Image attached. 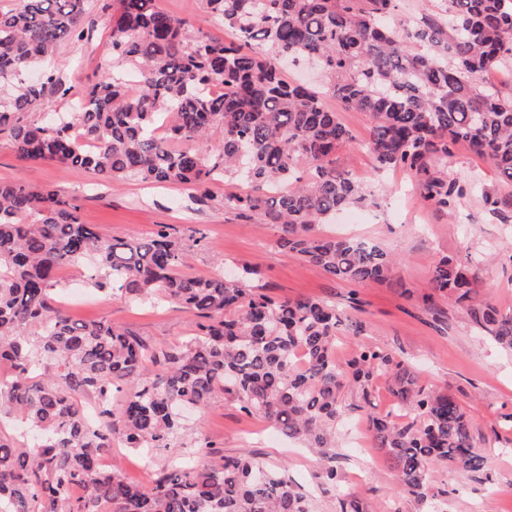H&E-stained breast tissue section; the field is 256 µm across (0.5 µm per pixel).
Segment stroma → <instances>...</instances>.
I'll return each mask as SVG.
<instances>
[{"label":"stroma","mask_w":512,"mask_h":512,"mask_svg":"<svg viewBox=\"0 0 512 512\" xmlns=\"http://www.w3.org/2000/svg\"><path fill=\"white\" fill-rule=\"evenodd\" d=\"M169 15L193 28L223 34L224 24L203 0H156ZM83 23V38L64 42L49 68L66 84L83 88L99 79L111 64L112 0H94ZM352 138L339 151L353 174L364 181L373 206L365 208L360 223L348 212L320 225V232L355 236L379 243L396 257L389 278L382 283L350 284L327 276L300 255L283 249L278 225L263 216L248 217L225 209L224 189L215 187L209 199L178 187L130 181L115 185L83 169L50 162L31 167L0 142V181H28L76 198L83 223L94 225L109 238L147 237L157 225L171 224L189 254L193 275L217 276L234 265H258L254 284L275 299L314 297L337 304L345 315L362 322L360 336L339 334L334 355L350 361L359 343L378 346L394 360L408 364L419 386L456 397L473 420L475 444L493 449L496 459L473 479H461L446 464L431 466L432 505L439 512H512V352L499 349L479 332L461 308L436 298L425 301L433 266L444 256L470 262L478 271L480 290L497 307L512 309V217L501 218L485 205L484 194L512 195L493 167L456 146L444 167L449 182L462 187L454 212L421 198L415 177L406 171L377 175L369 154V120L359 112H341ZM203 229L204 242H194L193 229ZM61 289H80L68 314L76 319L121 325L147 344H173L193 334L198 319L192 313L160 300L131 304L99 291L85 266L61 273ZM346 412L336 428V466L340 489L319 480L317 455L283 438L270 423L242 411L237 402L193 412L186 421L191 433H201L225 455L251 452L258 460L286 466L290 478L311 494L315 512H337L339 494L356 495L364 512H421L417 499L399 483L397 472L377 448L361 452L355 432H367V410L391 414L410 424L415 415L400 410L386 376H379L368 398L356 389L342 394ZM189 449L164 453L151 465L119 446L112 449L113 464L131 479L148 486L169 463L190 458Z\"/></svg>","instance_id":"obj_1"}]
</instances>
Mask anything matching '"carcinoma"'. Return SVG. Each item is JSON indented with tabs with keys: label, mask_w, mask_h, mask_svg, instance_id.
Segmentation results:
<instances>
[{
	"label": "carcinoma",
	"mask_w": 512,
	"mask_h": 512,
	"mask_svg": "<svg viewBox=\"0 0 512 512\" xmlns=\"http://www.w3.org/2000/svg\"><path fill=\"white\" fill-rule=\"evenodd\" d=\"M400 0H205L234 39L193 30L156 0H117L112 70L79 95L43 74L28 80L67 40L83 37L90 0H17L0 7V138L24 161L61 162L112 183L188 186L210 197L215 183L246 182L224 208L264 211L281 245L353 284L387 279L394 259L378 244L315 232L336 212L365 201L363 185L341 170L350 138L339 112L370 121L374 171L421 176V197L439 209L462 190L440 166L462 144L512 183V97L481 77L512 63V0H440L446 25L424 18L399 28ZM312 59L319 88L286 81L285 60ZM218 83L223 93L213 96ZM65 99L55 121L33 120L46 91ZM221 138L211 140L214 131ZM94 256L90 279L137 304L154 297L200 318L194 336L150 347L120 325L71 319L60 308L59 273ZM188 254L174 229L110 239L81 221L79 206L49 187L0 182V420L19 419L33 441L0 425V512H313L282 467L251 453L218 456L194 436L195 466L162 470L149 487L100 459L118 443L153 459L183 439V412L230 396L283 436L315 449L320 478L334 487L336 421L348 386L363 397L381 374L418 421L398 425L367 414L374 447L393 459L400 484L427 501L429 463L461 478L482 471L472 421L444 391H425L409 369L361 344L343 365L336 334L354 336L336 304L275 300L251 285L243 264L233 279L179 274ZM478 276L448 256L431 271V296L466 309L485 338L512 352V311L483 299Z\"/></svg>",
	"instance_id": "carcinoma-1"
}]
</instances>
